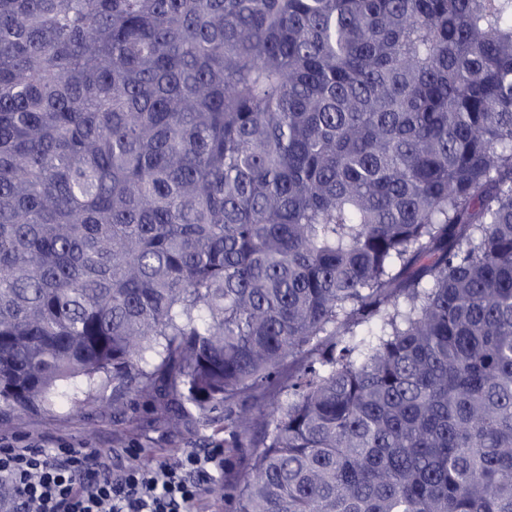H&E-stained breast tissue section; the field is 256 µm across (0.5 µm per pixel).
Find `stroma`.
<instances>
[{
  "label": "stroma",
  "mask_w": 512,
  "mask_h": 512,
  "mask_svg": "<svg viewBox=\"0 0 512 512\" xmlns=\"http://www.w3.org/2000/svg\"><path fill=\"white\" fill-rule=\"evenodd\" d=\"M0 436L100 448L116 456L124 449L138 448L140 464L147 465L159 456L170 458L223 445L224 420L195 414L174 429L164 424L160 412L139 400H127L121 410H113L112 395L107 392L95 402L80 407L66 403L47 414L0 411Z\"/></svg>",
  "instance_id": "obj_1"
}]
</instances>
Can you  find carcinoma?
<instances>
[{
	"instance_id": "1",
	"label": "carcinoma",
	"mask_w": 512,
	"mask_h": 512,
	"mask_svg": "<svg viewBox=\"0 0 512 512\" xmlns=\"http://www.w3.org/2000/svg\"><path fill=\"white\" fill-rule=\"evenodd\" d=\"M109 387L226 512H512V0H0V405Z\"/></svg>"
}]
</instances>
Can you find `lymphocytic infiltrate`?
Returning <instances> with one entry per match:
<instances>
[{"label": "lymphocytic infiltrate", "instance_id": "1", "mask_svg": "<svg viewBox=\"0 0 512 512\" xmlns=\"http://www.w3.org/2000/svg\"><path fill=\"white\" fill-rule=\"evenodd\" d=\"M128 464L107 452L0 442V512H202L203 486L224 469V451L189 452L178 461Z\"/></svg>", "mask_w": 512, "mask_h": 512}]
</instances>
